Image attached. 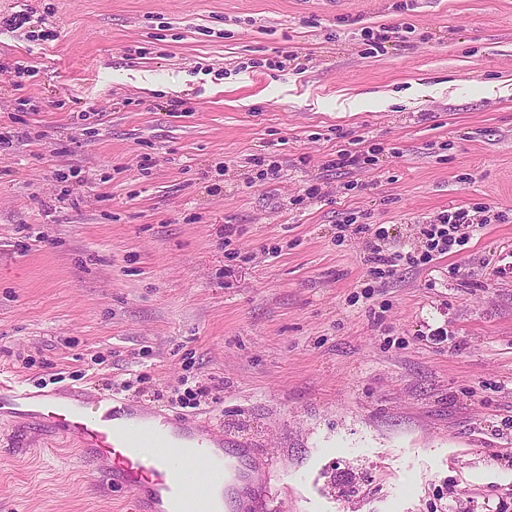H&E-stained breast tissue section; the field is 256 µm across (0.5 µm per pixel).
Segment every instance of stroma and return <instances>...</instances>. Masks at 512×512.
Returning a JSON list of instances; mask_svg holds the SVG:
<instances>
[{
  "label": "stroma",
  "instance_id": "1",
  "mask_svg": "<svg viewBox=\"0 0 512 512\" xmlns=\"http://www.w3.org/2000/svg\"><path fill=\"white\" fill-rule=\"evenodd\" d=\"M26 6L59 37L0 27V374L180 414L208 386L191 411L268 463L269 512H512V0L0 18ZM395 23L411 33L366 55L364 29ZM459 206L498 219L373 278L370 228L420 252ZM129 501L69 439L0 420V512ZM375 149H371V151L367 150L365 153H352L351 151L342 149L338 150L336 153V158L328 161L329 167L345 168V167H356L376 162L377 158L375 155L369 156L368 154H373Z\"/></svg>",
  "mask_w": 512,
  "mask_h": 512
}]
</instances>
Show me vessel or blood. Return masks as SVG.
Instances as JSON below:
<instances>
[{
  "mask_svg": "<svg viewBox=\"0 0 512 512\" xmlns=\"http://www.w3.org/2000/svg\"><path fill=\"white\" fill-rule=\"evenodd\" d=\"M24 414L74 441L101 483L128 491L135 512H248L241 488L266 497L260 465L206 419L152 408L119 391L39 392L0 379V417Z\"/></svg>",
  "mask_w": 512,
  "mask_h": 512,
  "instance_id": "obj_1",
  "label": "vessel or blood"
}]
</instances>
